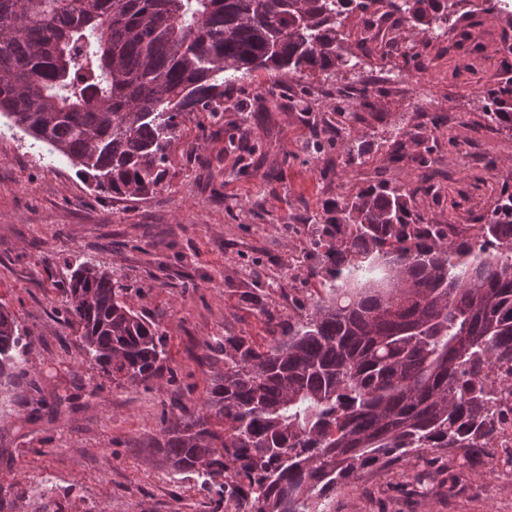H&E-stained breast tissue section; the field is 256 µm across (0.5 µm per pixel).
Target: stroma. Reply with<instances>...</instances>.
I'll list each match as a JSON object with an SVG mask.
<instances>
[{
  "label": "stroma",
  "instance_id": "stroma-1",
  "mask_svg": "<svg viewBox=\"0 0 512 512\" xmlns=\"http://www.w3.org/2000/svg\"><path fill=\"white\" fill-rule=\"evenodd\" d=\"M455 31L415 49L408 31L375 36L345 22L353 70L315 72L307 109L291 76L253 71L226 91L224 114L186 115L166 176L147 199L95 190L64 156L17 128L0 130V305L28 345L25 377L0 379V512H225L215 489L176 473L156 446L176 402H203L224 364L208 344L260 345L322 295L309 244L325 203L382 182L421 184L435 224L472 231L512 189V132L485 113L481 91L512 69V23L462 0ZM367 81L368 105L354 97ZM347 104L360 156L338 144L311 156L312 129ZM249 130L252 156L227 151ZM90 261L124 284L129 303L166 338L149 386L112 381L87 361L62 314L72 265ZM449 481L447 449L365 469L336 494V512H512L503 471L512 437Z\"/></svg>",
  "mask_w": 512,
  "mask_h": 512
}]
</instances>
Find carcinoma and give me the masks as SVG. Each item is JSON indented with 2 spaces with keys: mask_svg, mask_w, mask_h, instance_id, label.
<instances>
[{
  "mask_svg": "<svg viewBox=\"0 0 512 512\" xmlns=\"http://www.w3.org/2000/svg\"><path fill=\"white\" fill-rule=\"evenodd\" d=\"M456 0H0V116L91 175L145 199L165 176L183 116L218 117L255 70L303 78L354 69L344 20L380 14L422 34ZM512 131V75L484 91ZM419 184L368 187L324 208L310 239L325 296L260 348L226 336L201 404L179 403L158 443L235 512H335L360 472L429 448L469 460L489 447L512 395V192L473 238L418 209ZM63 314L112 380L147 385L164 336L126 288L79 264ZM0 309V378L27 365Z\"/></svg>",
  "mask_w": 512,
  "mask_h": 512,
  "instance_id": "carcinoma-1",
  "label": "carcinoma"
}]
</instances>
